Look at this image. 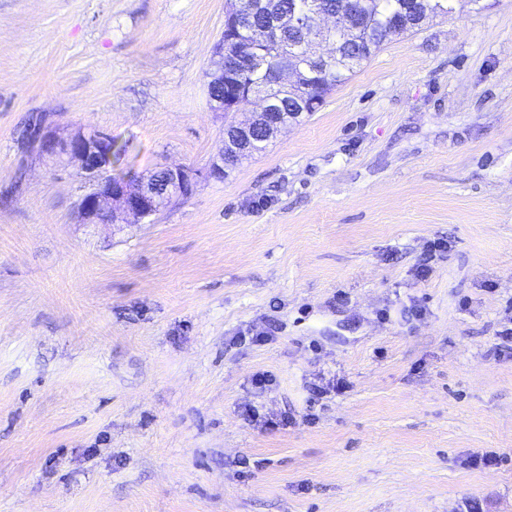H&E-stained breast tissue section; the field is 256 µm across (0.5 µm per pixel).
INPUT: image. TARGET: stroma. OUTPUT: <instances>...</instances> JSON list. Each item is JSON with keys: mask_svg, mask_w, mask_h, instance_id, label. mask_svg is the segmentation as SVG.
Masks as SVG:
<instances>
[{"mask_svg": "<svg viewBox=\"0 0 512 512\" xmlns=\"http://www.w3.org/2000/svg\"><path fill=\"white\" fill-rule=\"evenodd\" d=\"M225 11L0 0V512H512V0L392 35L151 220L79 223L30 125L202 173Z\"/></svg>", "mask_w": 512, "mask_h": 512, "instance_id": "35a3bbf8", "label": "stroma"}]
</instances>
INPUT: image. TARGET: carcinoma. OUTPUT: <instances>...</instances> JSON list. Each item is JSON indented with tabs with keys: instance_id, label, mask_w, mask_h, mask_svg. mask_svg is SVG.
Here are the masks:
<instances>
[{
	"instance_id": "carcinoma-1",
	"label": "carcinoma",
	"mask_w": 512,
	"mask_h": 512,
	"mask_svg": "<svg viewBox=\"0 0 512 512\" xmlns=\"http://www.w3.org/2000/svg\"><path fill=\"white\" fill-rule=\"evenodd\" d=\"M450 0H233L246 26L263 35L275 27L276 39L259 43L254 62L243 74L232 77L210 71L207 102L237 91L275 96L269 108L271 120L286 127L302 122L305 97L320 99L343 83L380 48L394 32L419 28L428 21L451 12ZM350 12V20H340L334 36L315 29L303 31L288 24L294 14L305 13L308 23L323 12ZM286 55L294 59L300 81L287 87L274 83V61Z\"/></svg>"
}]
</instances>
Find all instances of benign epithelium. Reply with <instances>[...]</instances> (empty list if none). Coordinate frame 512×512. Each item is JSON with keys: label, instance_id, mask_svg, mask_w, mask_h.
<instances>
[{"label": "benign epithelium", "instance_id": "benign-epithelium-1", "mask_svg": "<svg viewBox=\"0 0 512 512\" xmlns=\"http://www.w3.org/2000/svg\"><path fill=\"white\" fill-rule=\"evenodd\" d=\"M236 52L229 67L244 70L253 61L258 38L240 24L228 29ZM253 101L266 109V98L248 92L229 100L221 108L237 112L243 103ZM38 155L54 159L57 167L78 168L84 180V193L76 210L82 224H126L133 216L142 221L156 215L173 199L190 194L199 173L185 166H164V188L158 191L151 174L128 180L112 174L114 142L112 135L99 129L77 126L65 135L52 127H40L34 135Z\"/></svg>", "mask_w": 512, "mask_h": 512}]
</instances>
